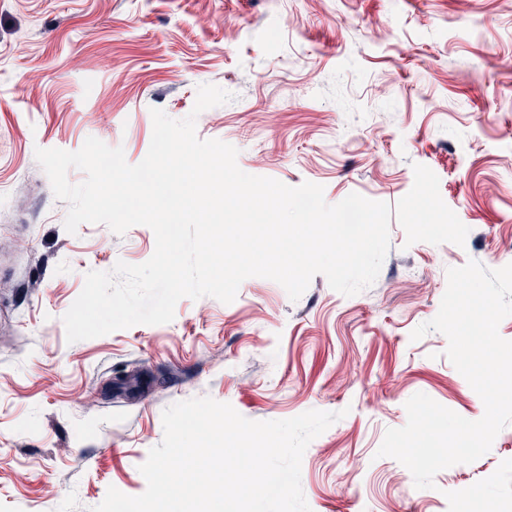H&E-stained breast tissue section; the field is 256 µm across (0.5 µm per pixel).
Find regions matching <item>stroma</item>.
<instances>
[{
    "label": "stroma",
    "instance_id": "35a3bbf8",
    "mask_svg": "<svg viewBox=\"0 0 512 512\" xmlns=\"http://www.w3.org/2000/svg\"><path fill=\"white\" fill-rule=\"evenodd\" d=\"M202 84L234 98L197 134L244 172L390 204L377 280L346 297L318 274L294 301L251 277L67 343L86 274L144 263L155 236L68 233L36 148L92 136L139 163L152 109L185 118ZM472 259L512 263V0H0V512L142 494L163 410L203 396L254 421L342 412L303 455L311 512H512V426L427 489L376 455L416 393L484 414L446 337L411 338Z\"/></svg>",
    "mask_w": 512,
    "mask_h": 512
}]
</instances>
